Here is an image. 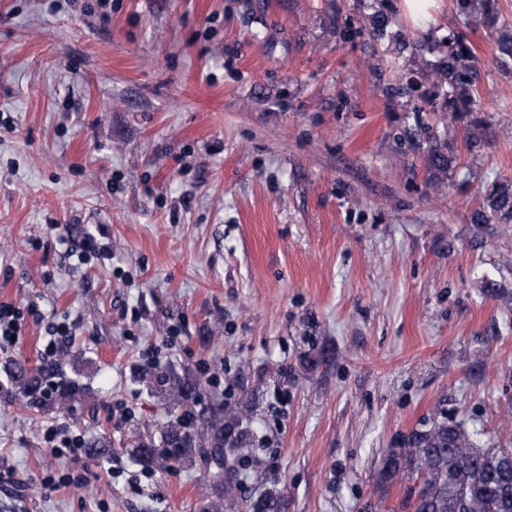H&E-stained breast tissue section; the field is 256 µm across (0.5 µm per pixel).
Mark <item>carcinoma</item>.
Wrapping results in <instances>:
<instances>
[{
	"label": "carcinoma",
	"mask_w": 512,
	"mask_h": 512,
	"mask_svg": "<svg viewBox=\"0 0 512 512\" xmlns=\"http://www.w3.org/2000/svg\"><path fill=\"white\" fill-rule=\"evenodd\" d=\"M494 0H455L456 9L493 28L497 24ZM439 81L448 85L452 110L448 122L461 110L480 106L473 88V54L461 39L441 62ZM512 220V181H497L485 192L484 203L471 221L481 230L493 220ZM3 370L30 406L43 400V390L53 370L31 368L19 360ZM164 398L181 414L168 421L159 438L137 437L128 451L143 467L166 470L190 462L204 468L216 495L213 512H222L224 501L239 497V487L229 474L245 447L243 428L249 420L248 406H211L197 410L202 401V383L188 372L174 370L157 374ZM57 404L71 406L84 398V391L65 383L56 389ZM376 488L385 494L397 482L412 485L401 502V512H512V448H503L470 425V418L448 407V399L435 403L431 413L411 430L394 439L379 460ZM245 512H284L283 499L266 492L244 499Z\"/></svg>",
	"instance_id": "cac0c4a2"
}]
</instances>
